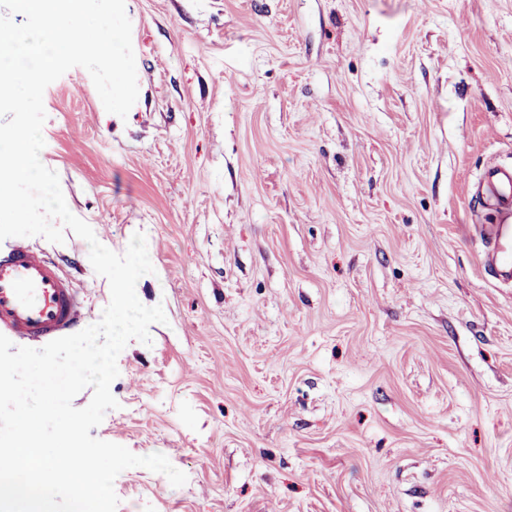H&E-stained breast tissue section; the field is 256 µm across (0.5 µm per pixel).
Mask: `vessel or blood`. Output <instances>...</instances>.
<instances>
[{"instance_id":"1","label":"vessel or blood","mask_w":512,"mask_h":512,"mask_svg":"<svg viewBox=\"0 0 512 512\" xmlns=\"http://www.w3.org/2000/svg\"><path fill=\"white\" fill-rule=\"evenodd\" d=\"M477 197L496 215L478 232L483 266L496 280L512 281V166L485 169ZM85 317L80 292L44 250L16 242L0 249V332L29 342L68 335Z\"/></svg>"}]
</instances>
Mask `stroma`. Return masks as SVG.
<instances>
[{
	"label": "stroma",
	"mask_w": 512,
	"mask_h": 512,
	"mask_svg": "<svg viewBox=\"0 0 512 512\" xmlns=\"http://www.w3.org/2000/svg\"><path fill=\"white\" fill-rule=\"evenodd\" d=\"M138 99L43 95L40 152L162 305L91 429L165 455L117 512H512V282L473 204L512 164V0H126ZM60 257L87 324L111 297Z\"/></svg>",
	"instance_id": "35a3bbf8"
}]
</instances>
